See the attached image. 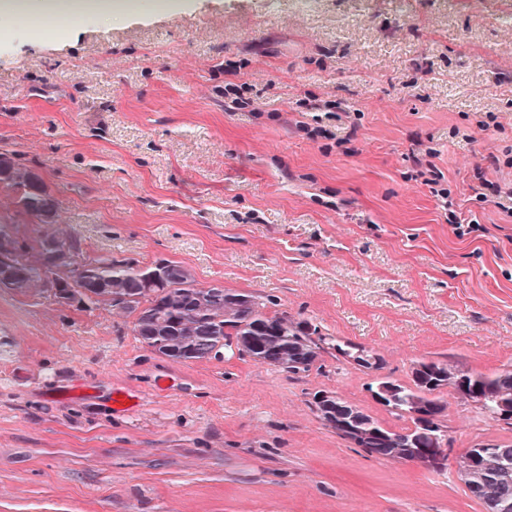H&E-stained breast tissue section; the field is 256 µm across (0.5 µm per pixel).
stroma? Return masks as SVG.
<instances>
[{
  "instance_id": "1",
  "label": "stroma",
  "mask_w": 512,
  "mask_h": 512,
  "mask_svg": "<svg viewBox=\"0 0 512 512\" xmlns=\"http://www.w3.org/2000/svg\"><path fill=\"white\" fill-rule=\"evenodd\" d=\"M410 2L138 0L46 39L7 18L0 152L41 176L60 221L0 186V224L22 252L53 235L79 264L176 262L365 347L401 383L425 360L512 367V214L471 191L512 185L507 0ZM228 85L251 107L225 109ZM326 101L351 122H313ZM425 149L480 235L453 234L412 160ZM374 377L331 349L299 374L174 361L111 307L0 289V512H486L455 468L367 455L324 424L318 393L402 427ZM445 399L453 454L512 443Z\"/></svg>"
}]
</instances>
